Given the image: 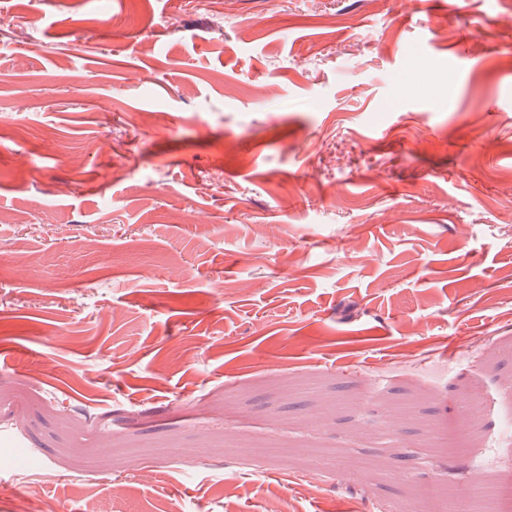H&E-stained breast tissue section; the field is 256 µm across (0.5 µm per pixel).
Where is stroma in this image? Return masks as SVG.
Listing matches in <instances>:
<instances>
[{"instance_id":"1","label":"stroma","mask_w":512,"mask_h":512,"mask_svg":"<svg viewBox=\"0 0 512 512\" xmlns=\"http://www.w3.org/2000/svg\"><path fill=\"white\" fill-rule=\"evenodd\" d=\"M451 2L0 0V512L486 482L451 403L506 429L512 0Z\"/></svg>"}]
</instances>
